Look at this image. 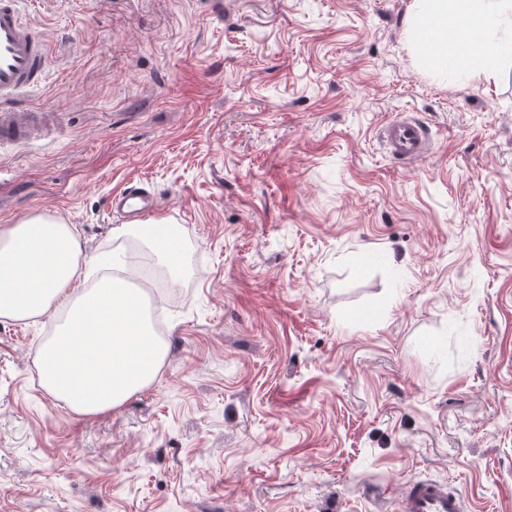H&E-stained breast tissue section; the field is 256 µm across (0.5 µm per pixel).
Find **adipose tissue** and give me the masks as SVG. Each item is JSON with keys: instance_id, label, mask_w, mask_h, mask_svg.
I'll return each instance as SVG.
<instances>
[{"instance_id": "1", "label": "adipose tissue", "mask_w": 512, "mask_h": 512, "mask_svg": "<svg viewBox=\"0 0 512 512\" xmlns=\"http://www.w3.org/2000/svg\"><path fill=\"white\" fill-rule=\"evenodd\" d=\"M512 0H414L411 32L427 65L491 73L498 53L488 32ZM82 248L74 227L40 215L0 226V318L62 315L40 353V380L75 414L121 407L150 385L166 349L140 313L136 289L103 279L79 297L69 289Z\"/></svg>"}]
</instances>
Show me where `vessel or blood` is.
Returning <instances> with one entry per match:
<instances>
[{"mask_svg": "<svg viewBox=\"0 0 512 512\" xmlns=\"http://www.w3.org/2000/svg\"><path fill=\"white\" fill-rule=\"evenodd\" d=\"M22 0H0V141L22 143L32 140L41 128L38 112L15 111L11 105L37 86L49 64L48 46L41 22L24 16ZM388 153L412 162L427 156L432 148L430 130L423 122L404 117L390 123L382 134ZM119 206L130 220H142L156 210L154 196L129 186L119 197ZM399 512H466L461 491L449 490L432 480L409 483L400 498Z\"/></svg>", "mask_w": 512, "mask_h": 512, "instance_id": "b4317fda", "label": "vessel or blood"}]
</instances>
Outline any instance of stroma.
Listing matches in <instances>:
<instances>
[{"instance_id":"obj_1","label":"stroma","mask_w":512,"mask_h":512,"mask_svg":"<svg viewBox=\"0 0 512 512\" xmlns=\"http://www.w3.org/2000/svg\"><path fill=\"white\" fill-rule=\"evenodd\" d=\"M414 0H25L49 70L0 145V225H75L86 276L134 181L185 240L166 356L122 407L44 390L58 321L0 318V512H512V56L427 67ZM427 123L431 153L385 151ZM388 153L403 161H416L431 152L430 130L423 122L411 117L398 118L382 134ZM400 512H465L460 490H449L432 480L409 483L400 498Z\"/></svg>"}]
</instances>
